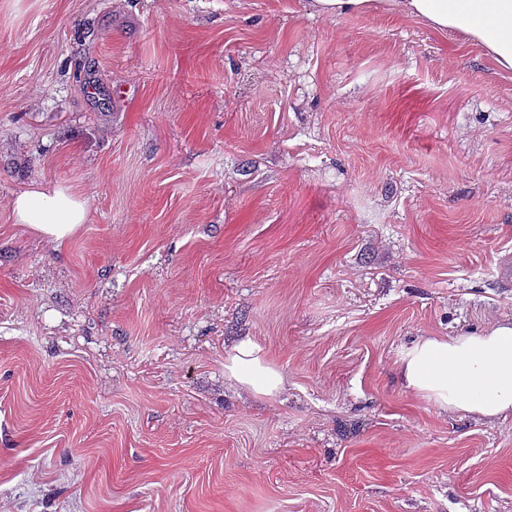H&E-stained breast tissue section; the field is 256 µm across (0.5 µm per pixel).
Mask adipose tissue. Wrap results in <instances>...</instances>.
Instances as JSON below:
<instances>
[{
  "label": "adipose tissue",
  "instance_id": "1",
  "mask_svg": "<svg viewBox=\"0 0 512 512\" xmlns=\"http://www.w3.org/2000/svg\"><path fill=\"white\" fill-rule=\"evenodd\" d=\"M392 13L416 18L437 32L478 43L512 71V0H380ZM16 223L53 242L75 235L88 218L86 199L64 183H36L11 201ZM405 391L438 411L487 423L512 415V322H494L477 335L420 336L397 361ZM224 374L260 397L285 389V378L252 338L224 355Z\"/></svg>",
  "mask_w": 512,
  "mask_h": 512
}]
</instances>
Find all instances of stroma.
<instances>
[{"mask_svg": "<svg viewBox=\"0 0 512 512\" xmlns=\"http://www.w3.org/2000/svg\"><path fill=\"white\" fill-rule=\"evenodd\" d=\"M36 182L89 200L58 244ZM512 72L376 5L0 0V512H512L417 336L512 320ZM244 336L286 390L224 376ZM16 224L53 242L75 235L88 218L86 199L65 183H34L10 203Z\"/></svg>", "mask_w": 512, "mask_h": 512, "instance_id": "1", "label": "stroma"}]
</instances>
